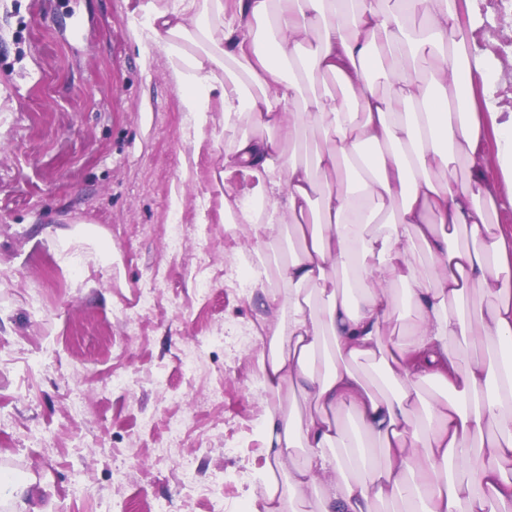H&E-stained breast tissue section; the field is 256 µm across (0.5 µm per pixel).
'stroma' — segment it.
I'll list each match as a JSON object with an SVG mask.
<instances>
[{"label":"stroma","mask_w":512,"mask_h":512,"mask_svg":"<svg viewBox=\"0 0 512 512\" xmlns=\"http://www.w3.org/2000/svg\"><path fill=\"white\" fill-rule=\"evenodd\" d=\"M139 3L0 0V470L43 512H237L263 401L257 340L224 347L260 311L224 283L248 245L215 180L233 134L215 98L197 127ZM471 7L512 112V11Z\"/></svg>","instance_id":"35a3bbf8"}]
</instances>
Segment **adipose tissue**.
Returning <instances> with one entry per match:
<instances>
[{
    "label": "adipose tissue",
    "mask_w": 512,
    "mask_h": 512,
    "mask_svg": "<svg viewBox=\"0 0 512 512\" xmlns=\"http://www.w3.org/2000/svg\"><path fill=\"white\" fill-rule=\"evenodd\" d=\"M163 29L198 126L218 91L224 220L257 254L298 246L255 330L261 498L251 512H512V117L462 0H175ZM420 59L432 62L418 72ZM405 287L409 324H393ZM483 298L469 308L471 297ZM481 339L493 354L461 363ZM380 360L381 382L357 363ZM435 380L446 397L425 396ZM290 410H283V402Z\"/></svg>",
    "instance_id": "adipose-tissue-1"
}]
</instances>
